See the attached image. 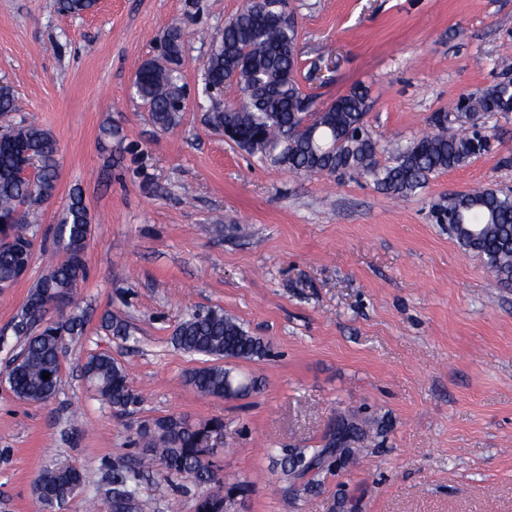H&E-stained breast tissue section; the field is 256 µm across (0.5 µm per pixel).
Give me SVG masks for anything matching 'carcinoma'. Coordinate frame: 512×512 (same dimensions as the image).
<instances>
[{
	"mask_svg": "<svg viewBox=\"0 0 512 512\" xmlns=\"http://www.w3.org/2000/svg\"><path fill=\"white\" fill-rule=\"evenodd\" d=\"M96 0H60L65 13H84ZM257 4L252 0L224 23L212 37L211 51L203 64L204 88H218L235 76L238 95L232 101L212 102L206 113L207 125L224 131L232 123L241 136L238 147L271 160L267 147L286 137L288 157L279 165L306 176L355 173L372 180L383 191L407 198L423 189L429 177L457 168L476 156L472 140L475 122L487 123L494 112L512 111V80L504 79L480 93L467 95L471 108L453 118L440 113L431 120L432 131L410 146L397 151L395 164L381 166L377 154L385 150L367 128L368 91L362 86L339 97L336 106L320 116L322 138L329 148L318 147L317 139L297 132L300 112L313 105L296 76L297 31L282 24L263 26ZM183 34L169 26L160 37L157 57L145 61L137 71L135 97L149 112L152 124L162 132L178 127L185 112V85L180 70ZM20 144L39 157L40 176L35 186L16 175L18 157L12 145ZM58 146L53 135L34 121L22 119L7 125L0 134V212L24 209L25 219L10 227L13 247L0 250V288L21 279L30 261L29 247L36 241L34 224L38 206L53 197L58 181ZM440 223L464 248L482 255L491 272L502 281H512V195L482 189L451 197L435 204ZM66 239L63 261L50 265L29 292L22 306L15 333L25 337L22 360L8 367L7 382L13 394L27 402H44L57 391L60 354L68 338L84 333V321L77 315L56 320L43 318L46 301L87 276L86 247L91 236V217L79 192L59 220ZM103 326L114 336H124L127 323L121 315L109 313ZM174 346L191 355L208 358V364L192 370L187 382L201 395L226 397L227 386L237 378L231 363L265 357L268 343L250 334L222 309L195 312L183 319L172 336ZM50 374L44 378L42 373ZM85 380L100 401L119 411L139 403L126 368L108 354L90 357L82 366ZM337 428L324 437L319 448L281 449L280 466L289 481H304L307 489L321 486L320 476L338 474L354 460L353 445L365 440L364 425L353 417L336 419ZM220 421L193 422L187 417L166 416L142 424L137 430L140 457L137 468L124 463L113 467L115 495L127 500L128 512H155L149 499L139 498L131 488L138 476L158 463L166 475H180L202 488L195 512H224V499L244 485L224 487L217 478L218 467L205 456L203 441ZM81 471L59 467L44 472L34 491L38 512H49L53 504L66 501L83 485Z\"/></svg>",
	"mask_w": 512,
	"mask_h": 512,
	"instance_id": "carcinoma-1",
	"label": "carcinoma"
}]
</instances>
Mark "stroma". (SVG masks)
<instances>
[{
	"mask_svg": "<svg viewBox=\"0 0 512 512\" xmlns=\"http://www.w3.org/2000/svg\"><path fill=\"white\" fill-rule=\"evenodd\" d=\"M243 0H0V85L20 118L59 145V181L40 207L26 276L0 289V512H31L46 470L84 483L60 512H110L97 488L138 457L139 424L176 415L224 422L225 482L241 512H512V284L489 272L430 215L451 194L512 191V112L491 119L490 152L396 199L352 175L306 177L225 142L206 124L211 37ZM297 78L316 110L351 88L369 94L368 126L406 147L461 95L502 78L512 0H288ZM184 34L187 109L163 133L129 86L168 25ZM119 129L104 140L105 126ZM81 189L92 219L87 279L68 311L86 331L63 353L56 395L18 400L4 376L20 351L15 317L50 263L65 257L59 218ZM223 309L269 342L241 361L258 388L203 397L184 376L202 357L171 337L195 311ZM127 337L102 329L107 312ZM106 353L141 401L102 405L81 367ZM384 421L357 463L321 488L281 492L279 448H316L337 417ZM157 512H195L191 479L146 475Z\"/></svg>",
	"mask_w": 512,
	"mask_h": 512,
	"instance_id": "stroma-1",
	"label": "stroma"
}]
</instances>
